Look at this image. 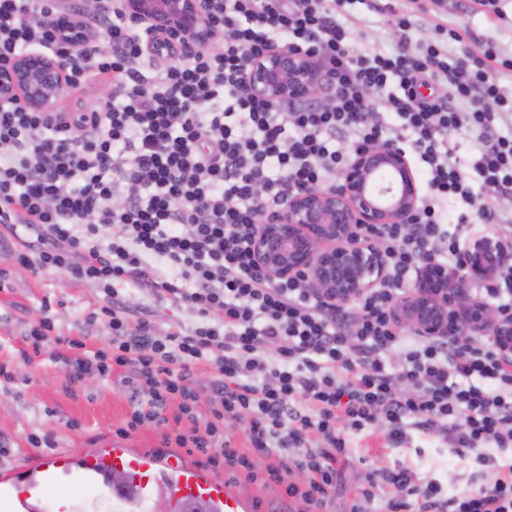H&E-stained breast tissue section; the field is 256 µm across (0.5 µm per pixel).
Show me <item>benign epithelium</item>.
Returning a JSON list of instances; mask_svg holds the SVG:
<instances>
[{
  "label": "benign epithelium",
  "mask_w": 512,
  "mask_h": 512,
  "mask_svg": "<svg viewBox=\"0 0 512 512\" xmlns=\"http://www.w3.org/2000/svg\"><path fill=\"white\" fill-rule=\"evenodd\" d=\"M124 7L147 29L151 54L168 47L194 50L212 38L207 0H125ZM53 26L60 38L78 48L90 40L76 16H60ZM65 79L61 62L28 51L0 68V102L18 100L32 110L49 111L65 92ZM243 80L252 96L262 100H302L323 90L312 54L292 45L250 58ZM419 201L420 186L406 153L391 142L378 143L352 155L337 184L291 192L280 211L260 216L252 253L270 280L303 277L321 299L349 303L386 275L379 242L362 231L409 223ZM511 261L512 242L482 231L462 247L457 270L423 264L413 287L396 302V316L420 336L488 331L509 360L512 314L473 301L470 288L494 282Z\"/></svg>",
  "instance_id": "obj_1"
}]
</instances>
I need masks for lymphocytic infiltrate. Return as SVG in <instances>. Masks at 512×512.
Listing matches in <instances>:
<instances>
[{"mask_svg": "<svg viewBox=\"0 0 512 512\" xmlns=\"http://www.w3.org/2000/svg\"><path fill=\"white\" fill-rule=\"evenodd\" d=\"M123 2L95 0L82 22L110 48L92 40L78 53L52 30L66 0H0V67L35 47L66 64L69 88L96 78L113 87L107 103L86 100L73 112L0 103V144L10 148L0 156V225L24 239L15 263L67 272L110 299L101 309L108 349L58 353L84 343L54 335L45 316L22 362L48 356L72 385L92 369L103 378L126 370L135 396L118 436L151 422L165 443L281 486L288 512H324L366 438L395 448L415 433L467 461L481 484L451 496L411 467L375 469L351 512H512V361L493 337L420 336L393 313L422 262L459 265L442 199L460 197L482 223L512 226L497 206L512 196V136L496 131L512 120V100L495 79L512 61L450 53L448 42L462 39L453 28L446 44L412 45L407 14L394 21L395 52L355 50L347 21L356 0H208L218 47L152 58L147 30ZM283 43L312 53L325 100L249 94L247 59ZM428 83L436 91L422 95ZM382 112L411 133L428 175L410 223L369 232L383 246L386 277L352 305L321 300L300 278L270 281L251 248L258 213L389 141ZM473 131L478 194L448 151L449 135ZM123 286L189 305L200 321L157 335L148 314L129 317ZM202 363L214 370L204 397L191 385ZM203 403L210 415L201 419Z\"/></svg>", "mask_w": 512, "mask_h": 512, "instance_id": "lymphocytic-infiltrate-1", "label": "lymphocytic infiltrate"}]
</instances>
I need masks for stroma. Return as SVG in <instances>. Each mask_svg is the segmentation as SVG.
Returning <instances> with one entry per match:
<instances>
[{
  "mask_svg": "<svg viewBox=\"0 0 512 512\" xmlns=\"http://www.w3.org/2000/svg\"><path fill=\"white\" fill-rule=\"evenodd\" d=\"M397 11L413 16L412 42L435 39L438 26L460 29L465 43H451L452 51L490 45L498 58H512V0H391ZM352 29L359 50L396 49L400 37L390 14L370 12L357 5ZM15 241L0 226V270L8 274L9 288L0 289V363L9 364L12 382L0 384V478L15 474L19 458L33 454L30 435L54 436L59 447L86 452L112 444L115 430L131 410L133 387L115 375L107 379L88 375L76 392L65 388L62 369L47 357L32 364L20 361L23 336L41 316L52 318L57 334L83 340L89 346H106L111 330L98 313L107 300L94 284L61 272L32 273L16 265L11 256ZM130 309L148 311L159 333L192 324L196 316L185 305L160 302L138 293H125ZM361 460L344 471L331 512H348L352 489L369 469L407 465L424 478L438 480L448 493L470 487V470L431 438L414 436L401 448H363Z\"/></svg>",
  "mask_w": 512,
  "mask_h": 512,
  "instance_id": "stroma-1",
  "label": "stroma"
}]
</instances>
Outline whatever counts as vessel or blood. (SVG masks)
Masks as SVG:
<instances>
[{
  "instance_id": "b4317fda",
  "label": "vessel or blood",
  "mask_w": 512,
  "mask_h": 512,
  "mask_svg": "<svg viewBox=\"0 0 512 512\" xmlns=\"http://www.w3.org/2000/svg\"><path fill=\"white\" fill-rule=\"evenodd\" d=\"M18 469L21 480H0V512H35L55 487H78L82 493L56 498L53 512H126L129 505L144 506L162 491L174 512L200 498L210 501L216 512H249L248 502L234 490L175 455L161 458L120 445L81 455L60 448L48 456H31ZM115 470L125 473L123 483H108Z\"/></svg>"
}]
</instances>
